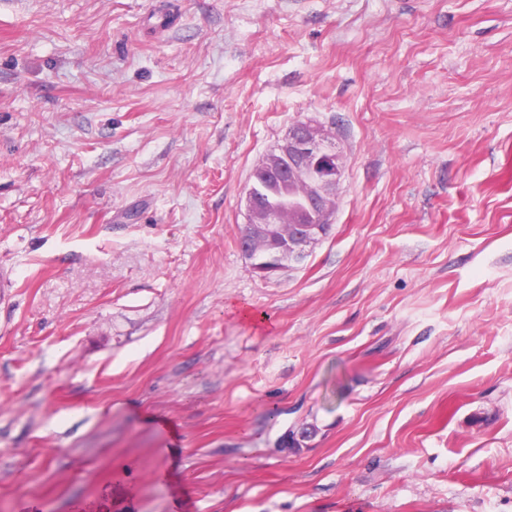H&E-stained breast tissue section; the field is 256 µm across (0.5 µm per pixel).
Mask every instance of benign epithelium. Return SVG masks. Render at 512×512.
Masks as SVG:
<instances>
[{"label":"benign epithelium","instance_id":"1","mask_svg":"<svg viewBox=\"0 0 512 512\" xmlns=\"http://www.w3.org/2000/svg\"><path fill=\"white\" fill-rule=\"evenodd\" d=\"M270 174L279 178L278 193L267 181ZM343 174V150L330 130L309 119L289 128L274 153L265 159L260 174L245 188L247 221L240 246L253 272L269 278L289 263L301 261L308 247L327 237ZM304 178L315 188L307 203L313 218L310 224L286 218L288 184Z\"/></svg>","mask_w":512,"mask_h":512}]
</instances>
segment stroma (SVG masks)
Wrapping results in <instances>:
<instances>
[{
  "label": "stroma",
  "instance_id": "stroma-1",
  "mask_svg": "<svg viewBox=\"0 0 512 512\" xmlns=\"http://www.w3.org/2000/svg\"><path fill=\"white\" fill-rule=\"evenodd\" d=\"M0 274V512H512V0H0ZM268 173L279 178L281 190L270 187ZM344 174V154L335 135L312 120L294 123L267 156L260 170L245 188L247 221L240 235L242 254L253 272L269 278L288 263L299 262L307 248L327 237L333 224L336 195ZM307 203L313 221L301 224L284 216L303 208ZM288 189V194H287Z\"/></svg>",
  "mask_w": 512,
  "mask_h": 512
}]
</instances>
